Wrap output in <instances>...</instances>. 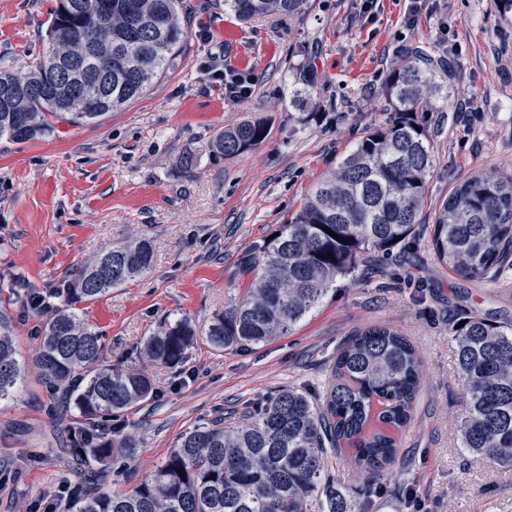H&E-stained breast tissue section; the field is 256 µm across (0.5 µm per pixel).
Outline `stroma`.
I'll return each instance as SVG.
<instances>
[{
  "instance_id": "1",
  "label": "stroma",
  "mask_w": 512,
  "mask_h": 512,
  "mask_svg": "<svg viewBox=\"0 0 512 512\" xmlns=\"http://www.w3.org/2000/svg\"><path fill=\"white\" fill-rule=\"evenodd\" d=\"M55 0H0V55L27 69L42 54ZM191 49L143 97L99 123H57L23 144L0 143V271L38 287L132 236L154 245L152 270L90 305L108 361L141 365L140 349L164 320L190 316L205 330L215 312L244 294L243 263L303 205L392 110L386 80L413 49L451 105L423 113L435 164L425 220L452 188L478 172L512 173V13L497 0H306L292 19L245 23L222 0H186ZM250 75L244 101L225 96L211 66ZM265 140L231 159L206 144L243 120ZM194 153L184 171L180 159ZM477 314L512 320V270L492 283L463 280L438 262L427 240L371 256L338 280L321 306L288 335L237 352L198 342L181 367H158V394L111 423L131 433L134 459L105 475L112 490L149 477L179 437L284 387L319 391L338 346L385 325L418 347L423 373L411 438L380 491L347 461L328 474L368 512H512V469L469 463L458 425L464 386L449 331ZM73 416L27 378L0 403V512H32L41 489L76 472L67 447Z\"/></svg>"
}]
</instances>
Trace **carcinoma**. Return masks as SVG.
Instances as JSON below:
<instances>
[{"label": "carcinoma", "mask_w": 512, "mask_h": 512, "mask_svg": "<svg viewBox=\"0 0 512 512\" xmlns=\"http://www.w3.org/2000/svg\"><path fill=\"white\" fill-rule=\"evenodd\" d=\"M57 0L46 48L21 73L0 57V142L22 144L53 131L99 122L133 103L165 74L190 45L182 21L185 0ZM306 0H224L239 20L297 14ZM107 28L112 41L91 46L88 29ZM86 65V91L99 93V72L112 71L107 99L90 109L76 101L61 69ZM425 54L392 70L387 93L392 116L368 132L336 169L310 191L300 210L254 247L245 271L250 288L232 300L198 337L188 316L168 320L143 344L144 360L181 366L197 339L215 351H238L286 336L355 271L369 253L384 255L416 243L423 234L426 179L434 165L430 139L417 113L450 106V92L429 76ZM41 81L48 94L29 86ZM261 122L244 121L207 144L217 158L242 155L266 138ZM331 229L334 238L324 231ZM436 259L467 281L490 282L512 264V174H475L455 186L435 214L428 234ZM154 253L146 238L106 249L71 277L42 293L35 353L19 361L10 307L30 309L37 290L18 289L0 272V401L11 398L33 369L38 382L64 395L63 410L88 419L120 416L157 391L147 369L105 360L104 335L82 315L92 304L150 271ZM452 325L455 357L465 387L460 445L475 461L512 468V322L481 316ZM418 349L406 336L371 326L336 350L330 379L311 395L281 388L245 407L238 420H217L187 432L154 473L112 493L103 487L72 499L75 512H358L343 488L326 478L328 455L346 457L369 482L390 474L402 433L419 393ZM74 455L102 467L133 458L122 430H97L73 441Z\"/></svg>", "instance_id": "obj_1"}]
</instances>
